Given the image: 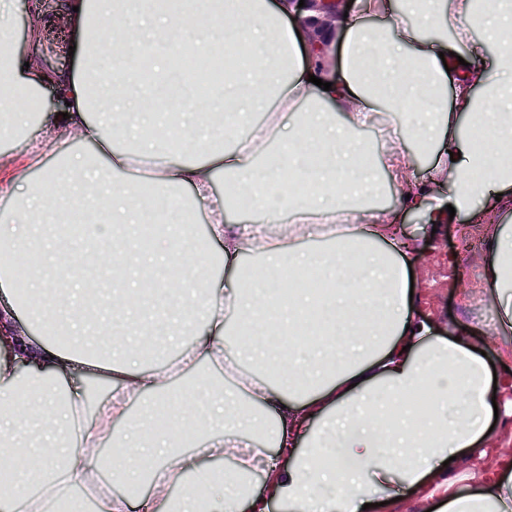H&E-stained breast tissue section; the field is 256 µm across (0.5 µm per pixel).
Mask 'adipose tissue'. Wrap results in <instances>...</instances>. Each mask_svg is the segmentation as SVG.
I'll list each match as a JSON object with an SVG mask.
<instances>
[{
    "label": "adipose tissue",
    "mask_w": 512,
    "mask_h": 512,
    "mask_svg": "<svg viewBox=\"0 0 512 512\" xmlns=\"http://www.w3.org/2000/svg\"><path fill=\"white\" fill-rule=\"evenodd\" d=\"M71 33L77 70L57 79L66 115L32 112L29 93L44 73L10 47L0 10V136L27 133L37 155L59 154L72 173L22 178L0 154V197L11 203L0 244L24 257L52 239L63 261L29 285V303L0 272V512H56L92 485L103 448L125 451L113 468L125 495H105L99 512H363L400 485L430 482L443 512H512V473L454 489L436 482L444 461L483 440L494 415V378L473 341L438 335L419 319L407 286L419 239L407 216L449 218L487 228L482 277L496 298L497 333L512 336V0H403L417 24L393 22V0H353L344 16L314 18L296 0H75ZM389 20L376 32L370 20ZM111 26L116 63L97 61V26ZM452 32L429 40L423 28ZM341 38L326 71L321 48ZM495 46L484 60L487 46ZM199 60L245 52L211 93L214 109L193 112L170 83L182 52ZM264 121L254 124L255 113ZM408 114L381 131L371 151L357 137L367 118ZM485 127L490 151L476 145ZM87 152H59L61 142ZM431 157L426 179L411 170L412 148ZM154 163V189L137 193L113 171ZM224 177L223 195L213 189ZM315 190L297 196L288 179ZM396 205L374 204L383 186ZM252 199L261 225L238 220L237 197ZM210 214L202 254L189 207ZM95 210L88 237L67 232ZM165 223L128 272L121 224ZM261 258L246 271L244 260ZM334 284L325 297L286 293L283 269ZM112 284L110 314L95 299L89 270ZM143 303L147 342L186 339L177 364L159 370L143 352L115 358L107 347L131 333L132 296ZM318 311L316 336L300 337ZM248 359L237 388L202 366ZM191 377L173 389L172 374ZM109 395L91 400V387ZM433 401L419 414L410 392ZM142 413L130 414L132 403ZM278 460L267 499L253 483L262 443ZM335 458L332 467L323 457Z\"/></svg>",
    "instance_id": "ef3b65f1"
}]
</instances>
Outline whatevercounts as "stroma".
Returning a JSON list of instances; mask_svg holds the SVG:
<instances>
[{
  "instance_id": "stroma-1",
  "label": "stroma",
  "mask_w": 512,
  "mask_h": 512,
  "mask_svg": "<svg viewBox=\"0 0 512 512\" xmlns=\"http://www.w3.org/2000/svg\"><path fill=\"white\" fill-rule=\"evenodd\" d=\"M68 0H18L13 16L15 40L52 73L71 74L68 34L57 27ZM420 239L421 251L412 266L415 311L436 324L440 335L454 333L481 342L488 362L496 367L503 394L498 417L480 445L458 453L441 481L462 478L476 482L512 471V339L495 335V309L482 278L485 251L475 226L452 221L431 230L418 217L407 221Z\"/></svg>"
}]
</instances>
